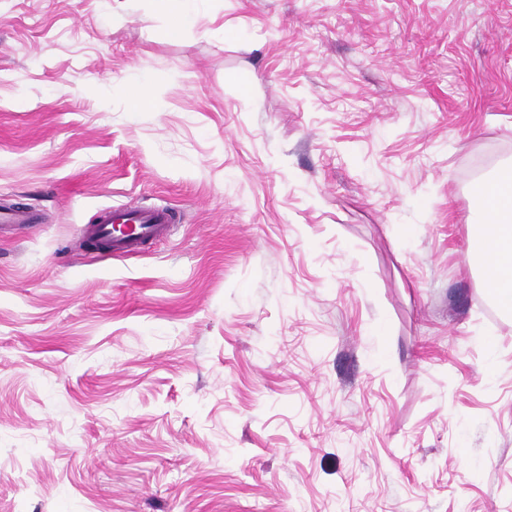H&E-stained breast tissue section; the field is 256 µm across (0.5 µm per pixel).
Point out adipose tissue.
<instances>
[{
    "label": "adipose tissue",
    "mask_w": 512,
    "mask_h": 512,
    "mask_svg": "<svg viewBox=\"0 0 512 512\" xmlns=\"http://www.w3.org/2000/svg\"><path fill=\"white\" fill-rule=\"evenodd\" d=\"M473 255L499 304L512 312V165L475 186Z\"/></svg>",
    "instance_id": "1"
}]
</instances>
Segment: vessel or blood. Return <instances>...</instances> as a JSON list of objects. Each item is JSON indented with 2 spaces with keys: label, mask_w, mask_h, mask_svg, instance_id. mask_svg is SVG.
I'll return each instance as SVG.
<instances>
[{
  "label": "vessel or blood",
  "mask_w": 512,
  "mask_h": 512,
  "mask_svg": "<svg viewBox=\"0 0 512 512\" xmlns=\"http://www.w3.org/2000/svg\"><path fill=\"white\" fill-rule=\"evenodd\" d=\"M179 220L180 213L173 207H115L98 213L83 234L102 243L108 253L128 255L164 237L169 226Z\"/></svg>",
  "instance_id": "1"
}]
</instances>
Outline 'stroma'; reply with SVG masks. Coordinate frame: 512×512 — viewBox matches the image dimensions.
Instances as JSON below:
<instances>
[{"label":"stroma","instance_id":"35a3bbf8","mask_svg":"<svg viewBox=\"0 0 512 512\" xmlns=\"http://www.w3.org/2000/svg\"><path fill=\"white\" fill-rule=\"evenodd\" d=\"M0 0V512H512V0ZM147 82L148 103L129 86ZM180 210L97 253L103 208ZM159 7L174 19L169 28L172 38L179 37L182 32L190 27L196 18V5L201 1L194 0H156ZM473 255L499 304L512 312V165L475 185Z\"/></svg>","mask_w":512,"mask_h":512}]
</instances>
